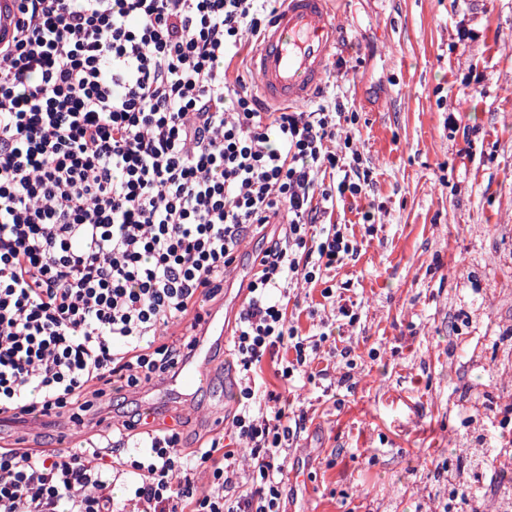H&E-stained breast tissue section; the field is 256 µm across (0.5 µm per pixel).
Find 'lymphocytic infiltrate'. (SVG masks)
<instances>
[{
    "label": "lymphocytic infiltrate",
    "instance_id": "f902f5d3",
    "mask_svg": "<svg viewBox=\"0 0 512 512\" xmlns=\"http://www.w3.org/2000/svg\"><path fill=\"white\" fill-rule=\"evenodd\" d=\"M0 48V416L99 417L113 385L176 371L248 239L280 232L254 259L232 335L240 448L211 438L192 457L169 428L140 438L143 459L103 448L0 450V512H279L288 450L304 413L261 376L318 374L322 356L355 366L335 319L303 333L288 305L356 257L337 196L369 172L340 101L261 111L224 64L256 36L273 0H20ZM247 486L232 492L240 453ZM140 477L128 507L112 473ZM208 476L199 487L198 473Z\"/></svg>",
    "mask_w": 512,
    "mask_h": 512
}]
</instances>
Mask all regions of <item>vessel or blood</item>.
Instances as JSON below:
<instances>
[{"label": "vessel or blood", "mask_w": 512, "mask_h": 512, "mask_svg": "<svg viewBox=\"0 0 512 512\" xmlns=\"http://www.w3.org/2000/svg\"><path fill=\"white\" fill-rule=\"evenodd\" d=\"M332 2L284 0L263 30L251 58V69L263 102L300 104L322 86L336 47V14ZM17 19V0H0V47L12 40ZM207 337L198 336L190 357L179 371L185 384L202 385L209 379Z\"/></svg>", "instance_id": "vessel-or-blood-1"}]
</instances>
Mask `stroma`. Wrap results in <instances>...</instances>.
<instances>
[{"mask_svg":"<svg viewBox=\"0 0 512 512\" xmlns=\"http://www.w3.org/2000/svg\"><path fill=\"white\" fill-rule=\"evenodd\" d=\"M336 51L311 96L356 112L351 133L372 181L337 199L332 220L359 244L336 269L343 328L358 357L347 386L290 388L264 362L269 388L306 412L289 449L282 512H432L448 495L440 468L460 437L500 431L471 421L465 397L498 395L493 337L512 329V0H344ZM373 213L367 232L365 213ZM256 241L207 305L232 330ZM227 344L209 355L211 378L154 408L151 428L176 427L183 448L206 441L236 407ZM5 420L0 437L51 448L68 429Z\"/></svg>","mask_w":512,"mask_h":512,"instance_id":"35a3bbf8","label":"stroma"}]
</instances>
